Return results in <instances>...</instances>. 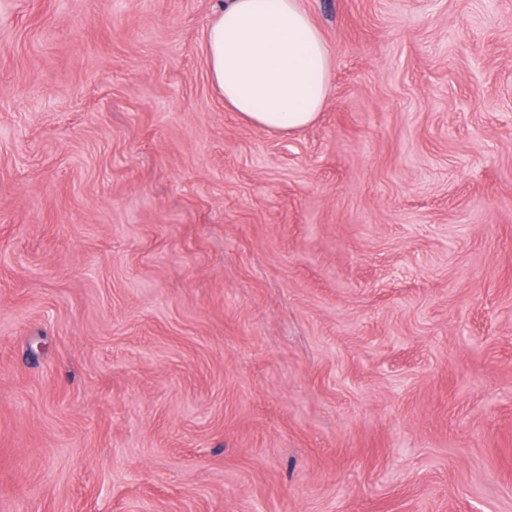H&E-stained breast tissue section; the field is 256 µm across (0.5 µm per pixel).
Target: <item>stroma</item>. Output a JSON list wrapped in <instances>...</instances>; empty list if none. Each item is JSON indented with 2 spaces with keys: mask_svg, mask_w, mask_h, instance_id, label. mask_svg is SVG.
I'll return each mask as SVG.
<instances>
[{
  "mask_svg": "<svg viewBox=\"0 0 512 512\" xmlns=\"http://www.w3.org/2000/svg\"><path fill=\"white\" fill-rule=\"evenodd\" d=\"M226 0H0V512H512V0H301L292 135ZM205 54L224 109L272 133L309 127L331 94L332 55L299 0H230L208 24Z\"/></svg>",
  "mask_w": 512,
  "mask_h": 512,
  "instance_id": "stroma-1",
  "label": "stroma"
}]
</instances>
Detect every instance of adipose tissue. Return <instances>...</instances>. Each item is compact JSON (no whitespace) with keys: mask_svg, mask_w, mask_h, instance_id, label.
<instances>
[{"mask_svg":"<svg viewBox=\"0 0 512 512\" xmlns=\"http://www.w3.org/2000/svg\"><path fill=\"white\" fill-rule=\"evenodd\" d=\"M208 77L226 111L291 135L331 94L332 55L299 0H229L206 30Z\"/></svg>","mask_w":512,"mask_h":512,"instance_id":"1","label":"adipose tissue"}]
</instances>
